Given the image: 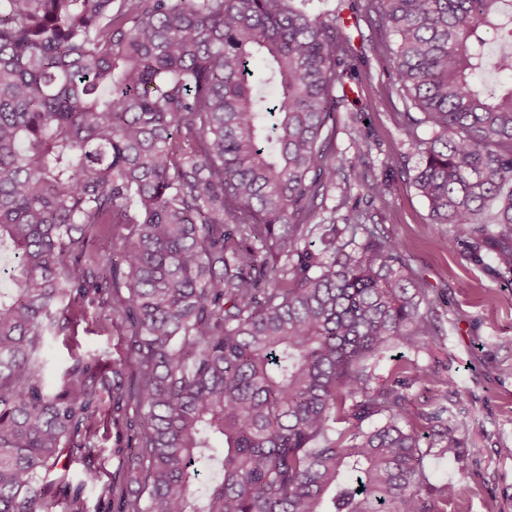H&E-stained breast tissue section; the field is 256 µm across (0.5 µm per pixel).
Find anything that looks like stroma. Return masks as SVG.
<instances>
[{"label":"stroma","mask_w":512,"mask_h":512,"mask_svg":"<svg viewBox=\"0 0 512 512\" xmlns=\"http://www.w3.org/2000/svg\"><path fill=\"white\" fill-rule=\"evenodd\" d=\"M351 0H316L315 12L341 11L344 36L354 73L336 93L343 102L327 143L328 156L351 164L361 161L363 171L382 181L384 195L366 201L353 178H337L324 198L322 218H340L352 206L366 212L367 224L377 225L388 239L406 250L409 271L433 300V318L439 329L437 345L416 351L398 347L368 358L375 376L387 377L400 359L417 362L436 375V386H412L410 409L427 410L433 395H447L463 408L469 431L454 455L432 453V436H423L424 467L434 486L454 484L458 493L447 512H512V273L495 274L489 265L475 263L463 249L444 247L451 226L429 219L428 205L412 178L416 157L407 153L406 114L410 103L392 70L395 39L381 30L374 13L351 8ZM75 309L86 310L70 335L50 340L44 356L43 376L55 383L72 355H100L105 362L125 359L124 337L99 325L95 311L83 298ZM143 431L140 412L132 401L104 403L89 434L90 449H73L66 458V479L45 489L47 499L66 504L73 496L83 500L84 512H127L139 494L133 479L129 450L137 448ZM94 470L97 484L81 486L85 470Z\"/></svg>","instance_id":"stroma-1"}]
</instances>
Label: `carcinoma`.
Wrapping results in <instances>:
<instances>
[{
	"label": "carcinoma",
	"mask_w": 512,
	"mask_h": 512,
	"mask_svg": "<svg viewBox=\"0 0 512 512\" xmlns=\"http://www.w3.org/2000/svg\"><path fill=\"white\" fill-rule=\"evenodd\" d=\"M311 2L0 0V512H53L42 486L128 364L146 494L131 512H443L456 496L431 487L420 430L450 456L464 412L415 415L409 388L437 379L364 364L438 342L402 245L356 206L312 223L343 170L324 143L348 47ZM367 9L432 128L409 119L407 151L431 223L452 226L443 245L480 262L492 241L511 272L512 84L480 76L512 72V0ZM74 294L119 323L127 357L102 382L76 356L49 389L42 353L69 335Z\"/></svg>",
	"instance_id": "1"
}]
</instances>
